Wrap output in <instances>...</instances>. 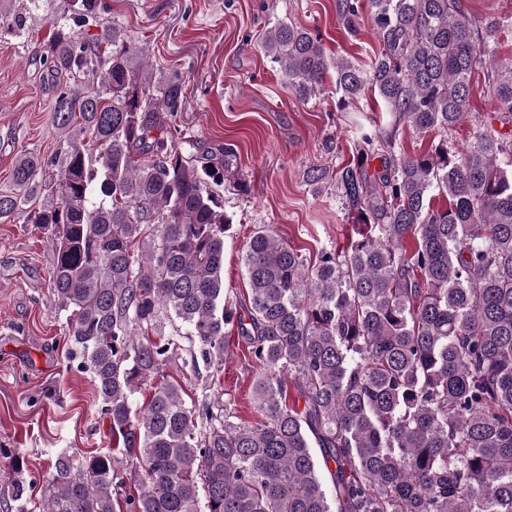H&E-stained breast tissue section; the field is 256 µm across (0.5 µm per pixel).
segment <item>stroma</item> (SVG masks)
Here are the masks:
<instances>
[{
    "label": "stroma",
    "mask_w": 512,
    "mask_h": 512,
    "mask_svg": "<svg viewBox=\"0 0 512 512\" xmlns=\"http://www.w3.org/2000/svg\"><path fill=\"white\" fill-rule=\"evenodd\" d=\"M68 0H0V11L23 12L26 30L0 34V193L11 192L12 169L25 153L51 154L54 88L41 56ZM98 19L73 21L77 34L97 35L98 20L120 27L141 44L156 73L179 76L185 86L175 125L205 147L231 146L246 193L222 191L232 217L224 237V296L245 300L246 244L267 224L308 259L322 249H344L351 217L330 192L314 193L303 180L309 168L335 169L351 156V128L368 118L389 127L391 117L373 94L341 105L334 86L302 101L283 83L277 64L259 43L267 27L286 20L317 30L328 55L368 64L379 49L370 25L358 38L344 32L336 0H97ZM336 143L325 152L326 139ZM52 243L31 224L0 223V507L14 478L36 479L40 502L52 455L79 456L110 447L108 419L90 373L69 352L68 329L50 288ZM169 373L192 398L208 395L237 422L257 419L252 403L255 368L237 334L224 343V369L173 364Z\"/></svg>",
    "instance_id": "stroma-1"
}]
</instances>
